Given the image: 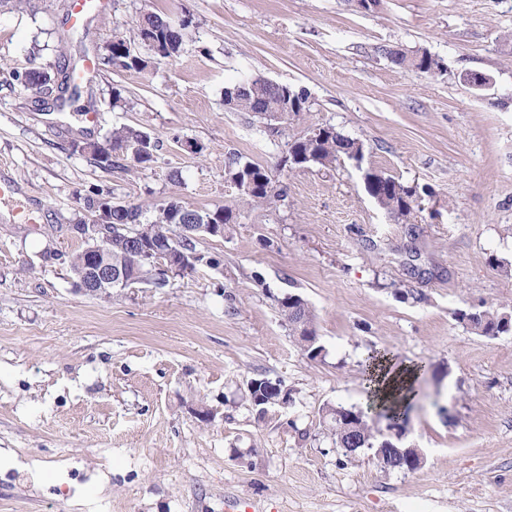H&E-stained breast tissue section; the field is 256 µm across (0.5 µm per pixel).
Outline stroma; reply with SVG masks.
Returning <instances> with one entry per match:
<instances>
[{"instance_id": "35a3bbf8", "label": "stroma", "mask_w": 512, "mask_h": 512, "mask_svg": "<svg viewBox=\"0 0 512 512\" xmlns=\"http://www.w3.org/2000/svg\"><path fill=\"white\" fill-rule=\"evenodd\" d=\"M75 0L0 7V512H512V335L481 336L455 309L512 300V0H109L74 23ZM187 20L180 52L152 58L137 20ZM148 60L105 63L113 35ZM425 50L444 73L400 69L382 47ZM95 69L57 105L22 75ZM486 74L481 91L462 79ZM262 77L304 89L284 123L224 105ZM122 100L113 103V91ZM98 115L97 125L84 120ZM131 125L156 144L146 165L102 168L84 149ZM331 125L360 140L342 158L289 168V144ZM284 186L242 202L230 157ZM374 169L417 189L391 220L365 190ZM153 219L175 199L230 207L206 260L104 300L73 290L69 260L94 191ZM33 222H24V213ZM422 301H414V294ZM306 300L322 348L296 344L279 301ZM374 351L432 370L418 379L405 443L418 470L343 457L327 406L362 408ZM287 407L260 409L254 378ZM214 417L203 422L197 409Z\"/></svg>"}]
</instances>
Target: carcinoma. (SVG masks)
<instances>
[{
	"instance_id": "1",
	"label": "carcinoma",
	"mask_w": 512,
	"mask_h": 512,
	"mask_svg": "<svg viewBox=\"0 0 512 512\" xmlns=\"http://www.w3.org/2000/svg\"><path fill=\"white\" fill-rule=\"evenodd\" d=\"M187 21L176 22L168 16L156 13L144 15L139 21V31H150L157 40V50L161 51V57L171 58L179 53L183 41L184 30ZM125 40L119 36L112 39V56L123 61V69L142 72L148 67V62L138 56L132 58L122 52ZM393 64L402 69H414L424 74H437L444 72L443 60L425 50H416L411 53H393L387 51ZM53 82L52 76L37 68H31L27 72L26 86L38 90L47 87ZM293 95L299 104L294 113L308 111V97L302 90L283 83L281 88L275 89L271 84L262 79L242 80L231 88L224 90V104L234 110L252 112L262 118L278 112H288V95ZM148 133L134 126H124L112 131L104 142L96 144L97 151L106 155L101 164L112 166V158L125 156L123 147L142 141ZM363 142L350 138L337 131L333 126L324 129V135L310 134L293 142L291 153L298 158V163H318L328 166L336 162L341 156H349L360 149ZM227 174L236 177L252 176L254 187L241 193L242 199L251 205H263L284 196L285 191L275 185V179L271 171L256 163L241 162L238 158L229 159ZM383 190L385 198L380 202V207L394 221L405 218L411 210L409 198L413 190L402 185L392 177L385 179ZM224 214L223 224H228L231 219V209L224 206L215 210L199 211L182 205L177 200H170L162 204L157 210L155 218L144 221L141 206L130 204L123 214L117 216V223L131 224L140 237L151 240L162 246L168 242V233L172 224H206L214 219V216ZM112 258L123 265L130 274L138 273L147 268L146 261L139 251L133 246L125 234L112 237ZM282 315L288 322V326L294 330V336L300 348L311 358H315L321 352V347L315 345L311 337L310 329L314 327V314L308 303L298 295H290L279 300ZM482 317L473 319L469 313L458 309L454 312L457 321H468V326L477 334L487 337H497L512 333V325L505 324L503 315L512 311V305L501 303L497 306L482 303ZM399 364L392 363V359L386 353H376L369 358L365 373L367 380L378 376L385 380L389 375H394L396 391L406 390L401 377L406 373L417 375L426 370L423 364H414L403 370H398ZM343 406H331L326 409V417L330 420L329 433L335 444L341 445L342 455L353 459L362 449L377 451L382 444L379 436V428L367 419L350 421L340 415Z\"/></svg>"
}]
</instances>
